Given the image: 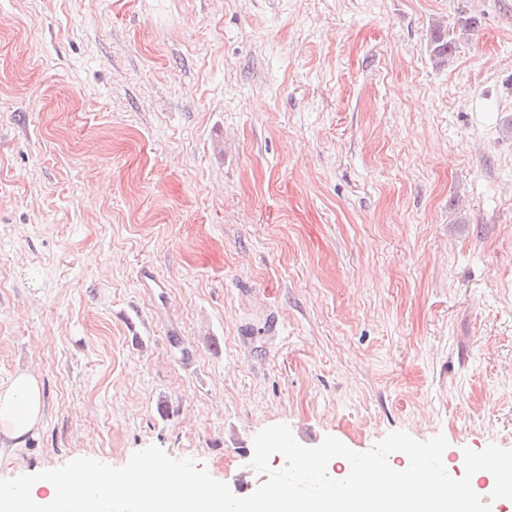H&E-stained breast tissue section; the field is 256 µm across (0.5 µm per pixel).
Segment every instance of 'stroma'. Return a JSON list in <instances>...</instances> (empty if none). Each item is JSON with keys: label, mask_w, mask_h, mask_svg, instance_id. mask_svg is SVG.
<instances>
[{"label": "stroma", "mask_w": 512, "mask_h": 512, "mask_svg": "<svg viewBox=\"0 0 512 512\" xmlns=\"http://www.w3.org/2000/svg\"><path fill=\"white\" fill-rule=\"evenodd\" d=\"M25 371L0 478L156 445L230 484L279 423L512 449V0H0ZM475 25H477V20L470 18L458 36L453 30H448L447 27L442 24L434 26L428 40L429 53L433 62L439 66L448 63L456 52L457 43L461 38L460 36L464 34L462 31H470ZM41 413V390L33 376L19 374L0 390V421L6 423L4 434L15 444L23 442L25 434L40 420Z\"/></svg>", "instance_id": "35a3bbf8"}]
</instances>
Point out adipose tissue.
Returning a JSON list of instances; mask_svg holds the SVG:
<instances>
[{
	"instance_id": "1",
	"label": "adipose tissue",
	"mask_w": 512,
	"mask_h": 512,
	"mask_svg": "<svg viewBox=\"0 0 512 512\" xmlns=\"http://www.w3.org/2000/svg\"><path fill=\"white\" fill-rule=\"evenodd\" d=\"M41 390L36 379L28 374L17 375L0 390V421L5 422V435L22 443L25 434L41 418Z\"/></svg>"
}]
</instances>
